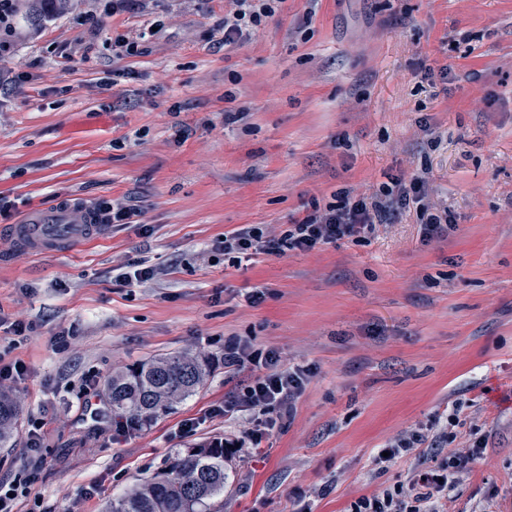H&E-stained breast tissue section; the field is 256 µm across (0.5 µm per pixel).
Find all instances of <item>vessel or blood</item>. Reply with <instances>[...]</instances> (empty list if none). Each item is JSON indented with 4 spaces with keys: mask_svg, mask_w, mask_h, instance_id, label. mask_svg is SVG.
<instances>
[{
    "mask_svg": "<svg viewBox=\"0 0 512 512\" xmlns=\"http://www.w3.org/2000/svg\"><path fill=\"white\" fill-rule=\"evenodd\" d=\"M101 231L102 227L95 224L88 203L77 199L32 208L21 223L9 228L14 240L35 254L71 253L100 239Z\"/></svg>",
    "mask_w": 512,
    "mask_h": 512,
    "instance_id": "obj_1",
    "label": "vessel or blood"
}]
</instances>
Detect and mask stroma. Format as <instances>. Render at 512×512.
Returning a JSON list of instances; mask_svg holds the SVG:
<instances>
[{"mask_svg": "<svg viewBox=\"0 0 512 512\" xmlns=\"http://www.w3.org/2000/svg\"><path fill=\"white\" fill-rule=\"evenodd\" d=\"M225 5L76 0L0 58L13 219L71 197L142 212L63 255L0 234V365L28 367L0 447V483L27 486L14 512H105L187 449L240 437L246 419L204 417L247 378L224 367L230 338L311 374L289 424L229 459L223 512H347L403 479L408 460L380 472L374 456L413 429L447 430L448 451L487 440L448 512H512V0H282L233 48ZM119 39L139 54L113 56ZM229 108L244 119L225 125ZM415 175L454 217L448 237L423 241L411 209L237 268L212 248ZM139 260L154 277L119 285ZM177 353L209 361L203 384L114 439L112 371Z\"/></svg>", "mask_w": 512, "mask_h": 512, "instance_id": "stroma-1", "label": "stroma"}]
</instances>
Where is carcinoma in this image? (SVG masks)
<instances>
[{"mask_svg": "<svg viewBox=\"0 0 512 512\" xmlns=\"http://www.w3.org/2000/svg\"><path fill=\"white\" fill-rule=\"evenodd\" d=\"M70 0H0V13L9 15L12 28L44 27ZM207 376L205 360L175 354L112 372L104 385L115 416L149 418L190 395ZM19 409L7 392H0V447L13 435ZM224 445L192 448L178 457L167 472L146 478L112 499L108 512H213L224 494L228 474Z\"/></svg>", "mask_w": 512, "mask_h": 512, "instance_id": "cac0c4a2", "label": "carcinoma"}]
</instances>
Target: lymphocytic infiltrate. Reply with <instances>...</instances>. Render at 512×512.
Wrapping results in <instances>:
<instances>
[{"instance_id":"f902f5d3","label":"lymphocytic infiltrate","mask_w":512,"mask_h":512,"mask_svg":"<svg viewBox=\"0 0 512 512\" xmlns=\"http://www.w3.org/2000/svg\"><path fill=\"white\" fill-rule=\"evenodd\" d=\"M232 7L224 13V44H239L249 31L260 27L275 8L272 0H230ZM427 180L420 176L410 180H392L370 197L347 200L342 207L331 205L292 220L279 236H268L256 225L241 228L218 239L216 250L223 252L229 266H237L242 255L281 254L289 250L302 252L321 244H331L371 233L384 217L402 208L415 207L423 220L422 237L426 240L448 236L454 225L447 210L436 207L429 199ZM224 366L231 370L250 368L252 378L240 392L223 405L209 410V417L227 420L250 417L253 426L245 432L252 445H259L264 431L282 427L293 416L310 371L305 367H285L272 350H260L251 344L232 339L224 343ZM444 433L432 435L412 430L389 443L387 455L376 456L379 469L392 467L399 459L411 464L403 480L364 495L350 506V512H447L448 495L467 476L486 448L484 439L449 453L446 463L431 467L423 452H439Z\"/></svg>"}]
</instances>
